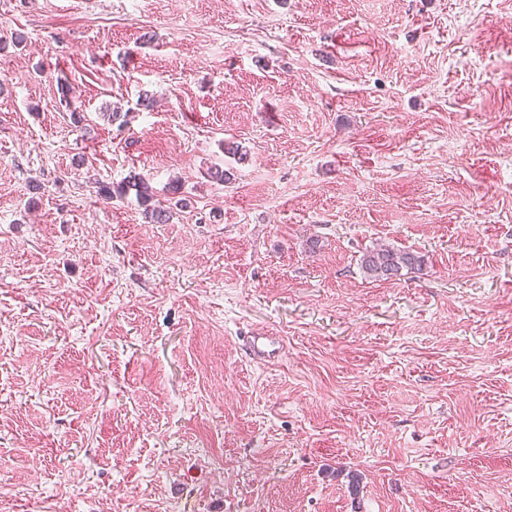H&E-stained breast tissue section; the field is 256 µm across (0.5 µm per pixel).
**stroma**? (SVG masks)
<instances>
[{
  "instance_id": "35a3bbf8",
  "label": "stroma",
  "mask_w": 512,
  "mask_h": 512,
  "mask_svg": "<svg viewBox=\"0 0 512 512\" xmlns=\"http://www.w3.org/2000/svg\"><path fill=\"white\" fill-rule=\"evenodd\" d=\"M0 512H512V0H0ZM131 191H134L137 202L143 207L144 215L150 222L154 224H164L169 221V208H164L155 200V194L149 183V179L144 176H130V178L124 184L118 186L113 193L111 186L102 185L100 187V192L106 199H112L114 195H119L120 197L126 196L129 195ZM360 261L363 271L375 280L396 279L404 268L415 270L421 265L420 257L413 252L383 247L367 250ZM243 351L252 361L263 365L279 364L283 358L285 346L280 336H257L243 337Z\"/></svg>"
}]
</instances>
